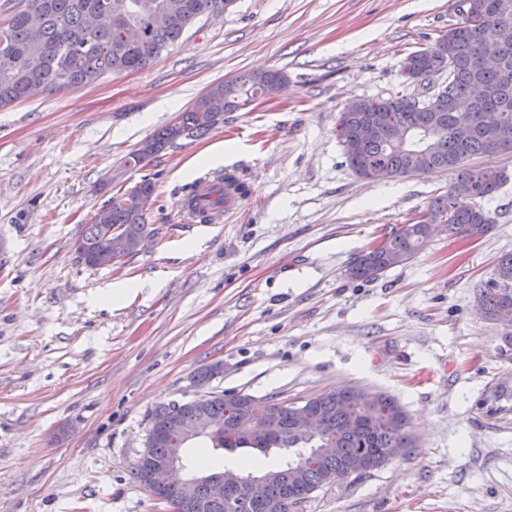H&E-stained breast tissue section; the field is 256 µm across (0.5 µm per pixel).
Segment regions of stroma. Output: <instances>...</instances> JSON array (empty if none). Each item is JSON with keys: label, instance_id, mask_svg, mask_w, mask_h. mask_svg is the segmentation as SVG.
I'll use <instances>...</instances> for the list:
<instances>
[{"label": "stroma", "instance_id": "35a3bbf8", "mask_svg": "<svg viewBox=\"0 0 512 512\" xmlns=\"http://www.w3.org/2000/svg\"><path fill=\"white\" fill-rule=\"evenodd\" d=\"M460 20L458 0H235L145 69L0 108V512H170L133 476L157 406L344 387L395 396L416 446L297 512H512V325L477 307L512 254V153L489 161L508 181L482 203L487 235L439 230L376 280L348 274L453 175L356 177L339 113L422 92L403 58ZM269 69L286 75L273 98L127 166L210 87ZM222 143V166L198 163ZM223 166L246 198L198 223L182 197ZM146 177L151 238L125 262L86 266L84 225ZM117 283L127 298L106 302Z\"/></svg>", "mask_w": 512, "mask_h": 512}]
</instances>
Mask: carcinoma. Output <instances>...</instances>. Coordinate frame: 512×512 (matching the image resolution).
Segmentation results:
<instances>
[{
    "mask_svg": "<svg viewBox=\"0 0 512 512\" xmlns=\"http://www.w3.org/2000/svg\"><path fill=\"white\" fill-rule=\"evenodd\" d=\"M42 21L38 33L30 32L28 8L10 14L0 26L7 39L0 49V107L22 101L37 93L52 92L74 85H91L107 74L142 70L169 45L177 43L185 29L215 8L229 9L234 0H38ZM462 19L435 45L408 54L402 66L410 65L419 79L448 76L435 85L433 93L420 100L405 94L387 99H358L353 111L340 112L339 137L353 173L363 179L375 167L391 170L394 176L424 174L436 169L451 170L454 182L472 188V196L460 199L453 186L412 222L381 237V247L361 253L349 267L355 279L373 280L386 270L413 258L431 235L434 224L447 222L450 237L480 238L491 229V217L480 202L499 191L503 174L493 167H477L472 160L512 152V42L490 47L485 29L490 23L512 22V0H465ZM132 8V17L143 27L137 44L124 41L111 26L90 31L87 16L98 10L123 14ZM285 80L279 70H266L221 82L185 112L178 123L146 140L128 160L141 166L153 155L180 138H201L216 126L224 113L233 112L263 93L273 81ZM469 112L475 123L466 130L457 127V115ZM375 122V137L351 150L346 132L358 125ZM409 130L407 148H400L393 132ZM155 184L143 179L133 192L107 201L109 208L100 224H112L120 232L105 237L99 224H87L78 243L79 255L90 257L94 268L108 266L109 257L127 252L129 242L148 224L137 197H152ZM478 311L493 321H512V256L501 259L495 277L480 290ZM373 399L344 400L329 391L310 397V414L317 436L301 440L287 433L290 405L272 398L260 400L254 410L257 423L247 408L248 394L226 397L222 393L169 403L154 410L144 442V453L163 462L173 444L169 432L178 424L200 422L210 425L202 434L215 452L232 454L251 448L263 456L275 454L278 463L264 469L267 475L290 471L293 483L271 481L267 499L261 504L242 502L241 512H295L314 491L328 485L330 476L349 469L358 459L387 455L396 448L415 447L408 429L406 411L392 396L371 392ZM230 417L239 419L231 433L224 429ZM335 444L334 456H319L318 448ZM149 492L176 512H226V501L202 487L199 500L179 509L176 490Z\"/></svg>",
    "mask_w": 512,
    "mask_h": 512,
    "instance_id": "1",
    "label": "carcinoma"
}]
</instances>
